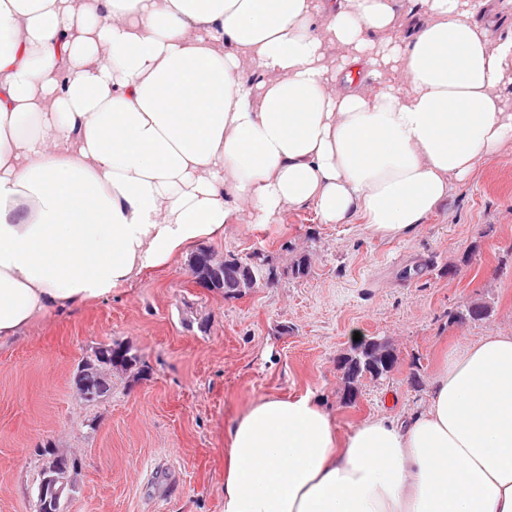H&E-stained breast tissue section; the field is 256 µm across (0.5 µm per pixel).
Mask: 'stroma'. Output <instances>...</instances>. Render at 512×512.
<instances>
[{"label":"stroma","mask_w":512,"mask_h":512,"mask_svg":"<svg viewBox=\"0 0 512 512\" xmlns=\"http://www.w3.org/2000/svg\"><path fill=\"white\" fill-rule=\"evenodd\" d=\"M209 246L259 258L266 279L238 299L204 293L184 255L0 345V512H36L53 448L80 465L63 512H223L225 435L252 400L313 395L342 436L423 409L453 344L512 329V144L409 237L322 224L304 206L265 228L240 217ZM477 304L485 318L452 322ZM359 339L386 342L396 363L349 402L338 361ZM115 343L138 370L82 400L78 365Z\"/></svg>","instance_id":"obj_1"}]
</instances>
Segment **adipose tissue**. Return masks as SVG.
Instances as JSON below:
<instances>
[{"mask_svg": "<svg viewBox=\"0 0 512 512\" xmlns=\"http://www.w3.org/2000/svg\"><path fill=\"white\" fill-rule=\"evenodd\" d=\"M413 2L405 25L398 0H0V340L243 210L416 231L512 142V34L488 26L512 0ZM223 512H512V331L450 350L423 410L343 438L311 396L255 399Z\"/></svg>", "mask_w": 512, "mask_h": 512, "instance_id": "ef3b65f1", "label": "adipose tissue"}]
</instances>
